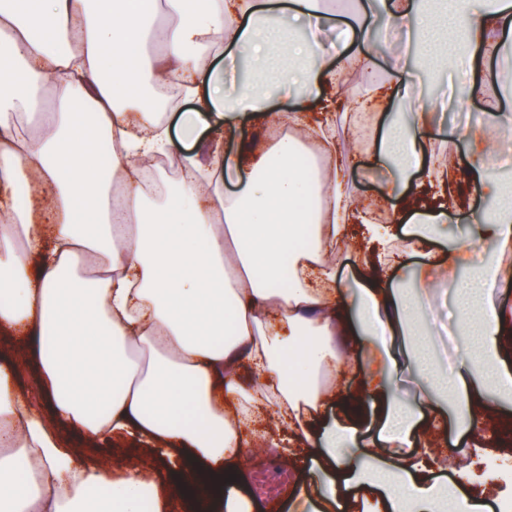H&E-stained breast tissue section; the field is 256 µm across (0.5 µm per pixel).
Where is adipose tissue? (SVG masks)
Instances as JSON below:
<instances>
[{
	"mask_svg": "<svg viewBox=\"0 0 512 512\" xmlns=\"http://www.w3.org/2000/svg\"><path fill=\"white\" fill-rule=\"evenodd\" d=\"M165 10L158 24L142 0H0V334L35 339L38 365L33 394L0 359V512H142L147 501L154 512H250L224 488L266 413L320 447L335 475L314 512H337L353 483L373 495L362 512H483L466 493L444 497L418 464L382 463L383 449L423 435L420 412L391 393L386 339L404 337L426 369L418 318L445 283L476 313L477 347L460 350L439 386L471 405L512 401L502 357L512 312L485 293L512 253V185L486 175L489 151L476 148L467 168L494 213L474 215L461 245L440 252L437 214L402 195V215L418 220L403 250L367 225L393 259L383 277L350 286L336 250L361 206L328 116L313 113L344 74L290 22L328 25L345 10L361 28L365 0H165ZM377 10L413 21L434 61L512 47V0L489 12L476 0H444L437 14L414 0ZM228 48L250 57L248 90L224 84L215 60ZM418 82L385 69L367 78L364 100L406 98L410 119L385 126L373 151L433 177ZM243 126L266 136L225 150ZM308 151L323 173L299 164ZM171 154L183 173L155 195L140 162ZM408 255L421 260L414 291L403 286ZM340 336L366 353L359 395L384 405L381 444L355 443L356 410L318 428L348 362ZM66 431L89 446L132 440L150 465L104 469Z\"/></svg>",
	"mask_w": 512,
	"mask_h": 512,
	"instance_id": "1",
	"label": "adipose tissue"
}]
</instances>
